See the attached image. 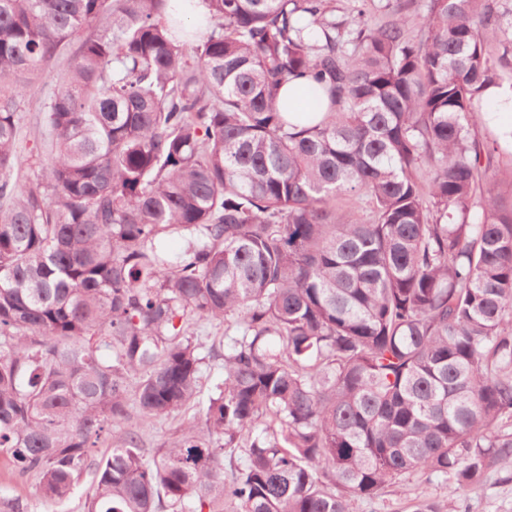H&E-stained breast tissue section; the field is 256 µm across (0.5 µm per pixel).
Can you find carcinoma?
I'll use <instances>...</instances> for the list:
<instances>
[{
    "mask_svg": "<svg viewBox=\"0 0 512 512\" xmlns=\"http://www.w3.org/2000/svg\"><path fill=\"white\" fill-rule=\"evenodd\" d=\"M202 2L0 0V454L54 504L90 479L85 512H351L416 471L464 499L512 470V150L480 119L512 0ZM189 317L232 320L224 383L149 457L197 396ZM55 88V83L51 79L36 84L30 94L26 97L22 106L21 114V136L20 146L25 149V153L33 154L42 151L43 136L41 126V110L45 102ZM308 81L304 78H299L292 83L288 84V87H284L281 92L279 103L284 106L288 104V111H295L293 114H297V119L300 122H308L307 117L312 112H301L300 108H305L309 111H313L316 103L308 101L305 95ZM198 416V407L193 404L185 407L179 414L169 418L154 420L142 427L140 434L143 448H159L171 435L183 420Z\"/></svg>",
    "mask_w": 512,
    "mask_h": 512,
    "instance_id": "1",
    "label": "carcinoma"
}]
</instances>
